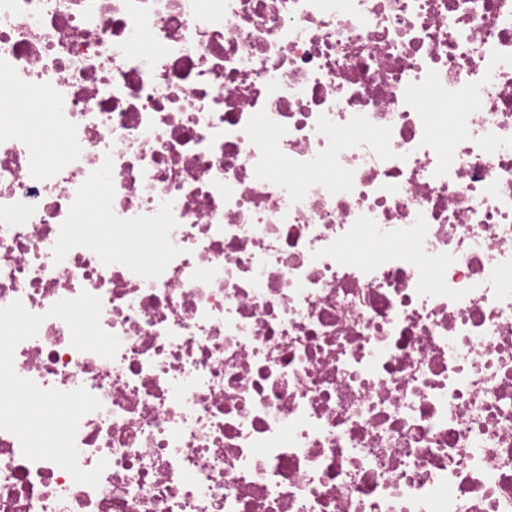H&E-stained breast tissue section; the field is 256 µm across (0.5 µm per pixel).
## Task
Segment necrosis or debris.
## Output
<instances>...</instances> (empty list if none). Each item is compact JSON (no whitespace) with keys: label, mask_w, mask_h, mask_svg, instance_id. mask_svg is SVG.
<instances>
[{"label":"necrosis or debris","mask_w":512,"mask_h":512,"mask_svg":"<svg viewBox=\"0 0 512 512\" xmlns=\"http://www.w3.org/2000/svg\"><path fill=\"white\" fill-rule=\"evenodd\" d=\"M16 300L107 466L0 512H512V0H0Z\"/></svg>","instance_id":"4bbe7bcc"}]
</instances>
